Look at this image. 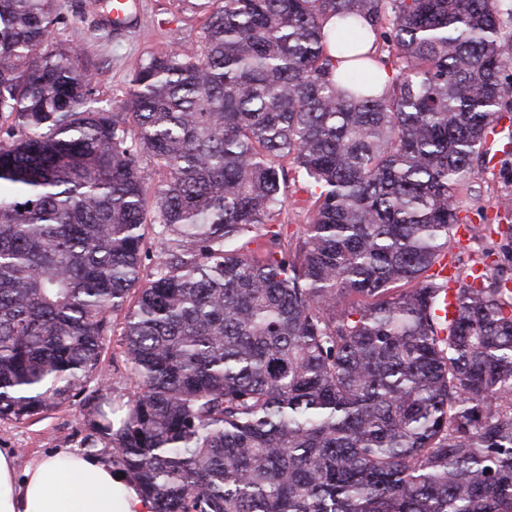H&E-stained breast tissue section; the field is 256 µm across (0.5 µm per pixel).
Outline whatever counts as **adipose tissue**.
I'll return each mask as SVG.
<instances>
[{
    "instance_id": "adipose-tissue-1",
    "label": "adipose tissue",
    "mask_w": 512,
    "mask_h": 512,
    "mask_svg": "<svg viewBox=\"0 0 512 512\" xmlns=\"http://www.w3.org/2000/svg\"><path fill=\"white\" fill-rule=\"evenodd\" d=\"M0 512H152V505L105 457L61 450L21 473L14 455L0 451Z\"/></svg>"
}]
</instances>
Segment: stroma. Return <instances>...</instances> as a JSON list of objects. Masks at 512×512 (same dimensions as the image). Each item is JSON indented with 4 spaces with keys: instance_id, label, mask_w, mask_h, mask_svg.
Here are the masks:
<instances>
[{
    "instance_id": "obj_1",
    "label": "stroma",
    "mask_w": 512,
    "mask_h": 512,
    "mask_svg": "<svg viewBox=\"0 0 512 512\" xmlns=\"http://www.w3.org/2000/svg\"><path fill=\"white\" fill-rule=\"evenodd\" d=\"M207 2L134 0L127 26L115 29L99 0H58L61 23L52 40L77 46L79 66L95 76L94 107L118 112L128 81L142 61L179 46H200L209 14ZM508 198L512 199V153H496L486 164L475 162L468 188L461 193L473 226L459 230L452 248L462 261H469L480 249L484 225L512 222V210L504 208ZM101 368L113 402H126L136 379L124 362L119 334L107 336ZM87 433L79 405H65L25 421L0 420V450L14 454L23 469L58 449H82Z\"/></svg>"
}]
</instances>
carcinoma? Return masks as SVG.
Segmentation results:
<instances>
[{
	"instance_id": "1",
	"label": "carcinoma",
	"mask_w": 512,
	"mask_h": 512,
	"mask_svg": "<svg viewBox=\"0 0 512 512\" xmlns=\"http://www.w3.org/2000/svg\"><path fill=\"white\" fill-rule=\"evenodd\" d=\"M215 2L109 112L47 47L57 0H0V418L97 383L86 441L153 512H512V277L487 263L512 224L434 270L500 119L512 7ZM289 167L295 238L273 223ZM117 321L137 391L115 408Z\"/></svg>"
}]
</instances>
